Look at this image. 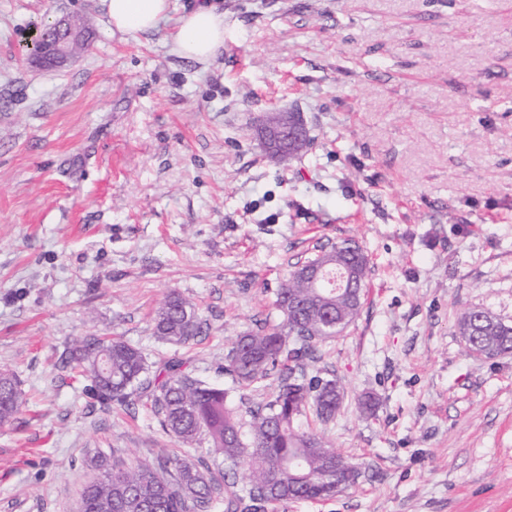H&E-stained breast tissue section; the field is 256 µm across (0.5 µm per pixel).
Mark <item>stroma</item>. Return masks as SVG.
<instances>
[{
	"label": "stroma",
	"mask_w": 512,
	"mask_h": 512,
	"mask_svg": "<svg viewBox=\"0 0 512 512\" xmlns=\"http://www.w3.org/2000/svg\"><path fill=\"white\" fill-rule=\"evenodd\" d=\"M196 2L130 36L104 0H0V370L23 398L0 425V512H78L99 452L214 468L144 404L103 411L61 355L117 337L232 389L231 343L280 323L292 265L346 239L370 274L320 347L344 391L322 431L360 476L268 512H512V355L457 330L474 307L512 319V0H213L205 63L170 50ZM66 14L91 45L31 66L22 30ZM269 112L299 113L311 151L265 154ZM173 292L204 322L186 345L153 333Z\"/></svg>",
	"instance_id": "35a3bbf8"
}]
</instances>
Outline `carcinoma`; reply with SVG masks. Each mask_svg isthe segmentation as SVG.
Returning <instances> with one entry per match:
<instances>
[{
  "instance_id": "cac0c4a2",
  "label": "carcinoma",
  "mask_w": 512,
  "mask_h": 512,
  "mask_svg": "<svg viewBox=\"0 0 512 512\" xmlns=\"http://www.w3.org/2000/svg\"><path fill=\"white\" fill-rule=\"evenodd\" d=\"M321 264L351 268L353 283L338 292L313 284L301 266L289 273L275 299L283 323L241 334L225 356L236 402L230 391L197 379L183 363L150 362L120 339L88 336L64 353L61 366L89 378L88 393L101 405L130 408L144 397L165 433L183 445L205 443L221 457L215 476L168 455L122 469L98 454L87 460L93 476L82 491L80 512H209L221 496L224 512H265L291 500L333 498L357 480V469L347 481L336 480L330 468L338 452L300 422L311 417L326 423L340 407L336 378L311 367L321 360L320 345L360 316L370 267L351 240L307 262ZM153 329L159 340L181 345L202 334L203 322L195 305L173 292L156 310ZM458 329L475 356L512 354V322L488 309L464 312ZM270 378L276 381L271 398L254 400L257 385ZM22 402L17 377L1 371L0 424L10 422ZM239 468L249 472L244 486L236 481Z\"/></svg>"
}]
</instances>
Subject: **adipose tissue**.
<instances>
[{
	"instance_id": "ef3b65f1",
	"label": "adipose tissue",
	"mask_w": 512,
	"mask_h": 512,
	"mask_svg": "<svg viewBox=\"0 0 512 512\" xmlns=\"http://www.w3.org/2000/svg\"><path fill=\"white\" fill-rule=\"evenodd\" d=\"M117 30L136 35L155 30L170 10V0H105ZM179 56L205 62L224 46V15L209 0L184 14L171 36Z\"/></svg>"
}]
</instances>
